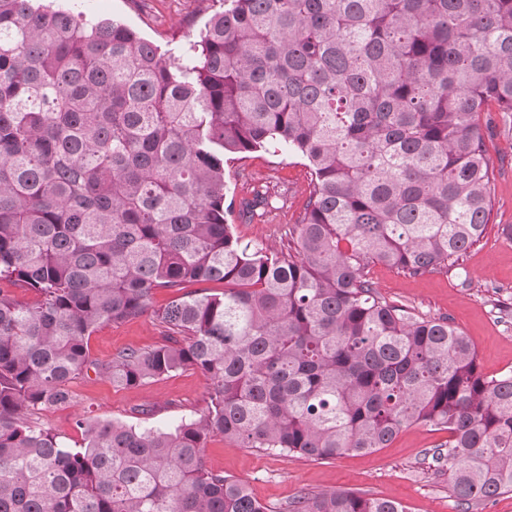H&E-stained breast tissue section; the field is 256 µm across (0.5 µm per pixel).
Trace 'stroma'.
Returning <instances> with one entry per match:
<instances>
[{"instance_id":"1","label":"stroma","mask_w":512,"mask_h":512,"mask_svg":"<svg viewBox=\"0 0 512 512\" xmlns=\"http://www.w3.org/2000/svg\"><path fill=\"white\" fill-rule=\"evenodd\" d=\"M74 11L99 20H118L168 50L186 44L224 0H65ZM490 124L486 149L493 207L483 239L461 258L458 268L408 275L380 263L370 264L368 278L388 303L418 317H445L473 342L480 370L491 377L512 370V122L501 113H482ZM228 197L251 198L266 186L285 204L265 222L250 223L238 214L230 222L245 243L281 248V234L304 212L312 189L303 160L268 151L240 155L225 167ZM163 328L143 316L97 329L88 339L93 357L105 361L127 347L160 342ZM208 381L197 370L178 371L144 383L117 387L108 378L88 373L77 379L73 404L38 413V421L67 445L80 443L75 421L86 414L142 427L165 428L197 417L207 406ZM155 407L151 416L143 407ZM448 433L413 425L388 447L372 453H349L326 460L243 448L216 436L204 450L209 471L243 480L254 499L281 512L288 502L326 490H351L401 502L409 512H512V492L463 508L453 497L446 464L435 462V448Z\"/></svg>"}]
</instances>
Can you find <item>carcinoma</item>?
<instances>
[{
  "mask_svg": "<svg viewBox=\"0 0 512 512\" xmlns=\"http://www.w3.org/2000/svg\"><path fill=\"white\" fill-rule=\"evenodd\" d=\"M492 104L512 115V0H224L176 54L0 0V281L38 295L0 288V512H271L206 469L209 438L328 459L411 425L448 432L458 502L512 492V371L484 376L458 327L365 274L449 270L482 239ZM269 148L314 183L285 252L242 244L224 205V164ZM272 209L267 189L241 203ZM142 316L161 343L92 358L97 328ZM187 369L207 408L165 429L80 417L71 448L25 415L90 370ZM288 512L408 509L330 490Z\"/></svg>",
  "mask_w": 512,
  "mask_h": 512,
  "instance_id": "cac0c4a2",
  "label": "carcinoma"
}]
</instances>
